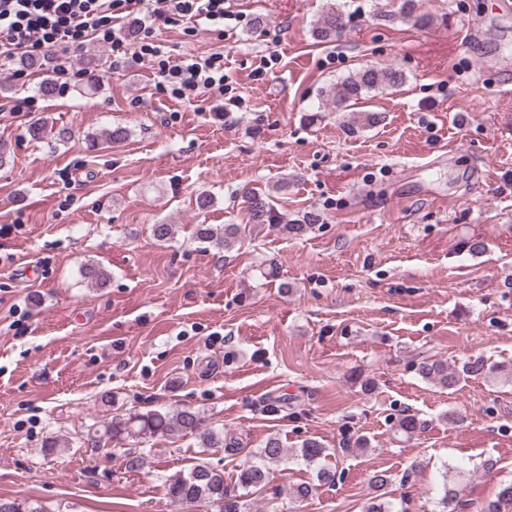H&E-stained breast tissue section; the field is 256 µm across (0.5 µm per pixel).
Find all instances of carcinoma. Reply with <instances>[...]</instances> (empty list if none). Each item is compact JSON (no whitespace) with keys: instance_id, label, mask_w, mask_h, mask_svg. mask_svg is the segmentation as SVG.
Returning a JSON list of instances; mask_svg holds the SVG:
<instances>
[{"instance_id":"carcinoma-1","label":"carcinoma","mask_w":512,"mask_h":512,"mask_svg":"<svg viewBox=\"0 0 512 512\" xmlns=\"http://www.w3.org/2000/svg\"><path fill=\"white\" fill-rule=\"evenodd\" d=\"M376 16L383 20L402 18L418 26L429 22L427 15L420 12L418 0H401L399 10L393 12L388 5L376 6ZM349 22L344 11L330 4L320 14L315 24V35L327 40L339 35ZM405 81L401 70L393 65L385 67H367L350 74L321 91V101L332 106L338 112L346 111L350 102L363 99L372 92L398 87ZM249 221L254 224H271L276 219L272 200L253 190L244 193ZM242 232L239 224H198L194 235L201 243L220 250L229 249L238 241ZM80 275L89 284L104 287L109 282L108 272L96 263L81 266ZM419 376L429 380L442 389L453 390L470 378L487 377L499 374L512 382V367L491 364L482 356H471L460 365L453 367L440 360L423 358L415 365ZM395 429L405 435H412L420 429L419 421L411 414H401L395 423ZM103 435L115 440L139 439L143 437L193 436L199 439L204 448L224 447V431L202 426V418L196 409L182 407L172 413L149 411L133 413L125 418H117L101 425ZM287 450L279 438L270 437L258 455V462L245 463L237 474L238 485L243 489L262 485L267 469L280 463ZM301 457L308 463H314L325 457V449L315 440L309 439L302 444ZM391 483V477L385 471L373 473L369 484L375 492L374 500L369 502L365 512H406L405 508H396L393 502L383 496V490ZM169 499L182 508L209 507L214 512H248L246 503L238 500L224 486V475L205 464L195 465L187 474L178 475L167 485ZM512 505V483L502 485L497 500L488 503L485 512H502L501 505ZM0 512H46L44 507L28 500H0Z\"/></svg>"}]
</instances>
